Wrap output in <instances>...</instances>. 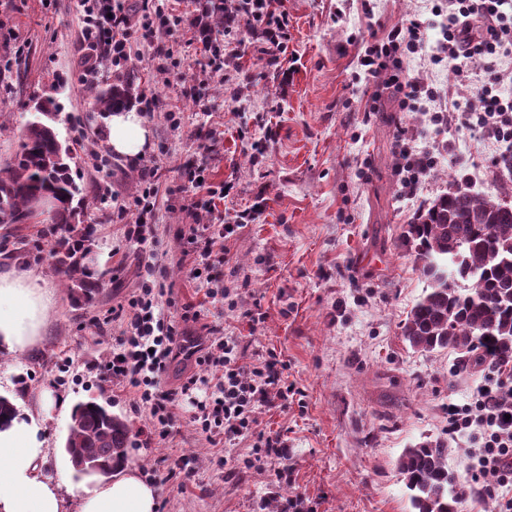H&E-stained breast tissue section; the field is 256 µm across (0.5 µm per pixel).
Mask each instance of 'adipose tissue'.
I'll return each instance as SVG.
<instances>
[{
  "mask_svg": "<svg viewBox=\"0 0 512 512\" xmlns=\"http://www.w3.org/2000/svg\"><path fill=\"white\" fill-rule=\"evenodd\" d=\"M148 143V130L138 112H114L109 145L117 154L133 157ZM49 297L27 278L0 274V350L13 352L37 341ZM39 417L21 409L0 426V512H64L63 491L78 499L77 512H156L158 490L129 463L112 473L75 474L63 466L58 479L42 475L46 455Z\"/></svg>",
  "mask_w": 512,
  "mask_h": 512,
  "instance_id": "1",
  "label": "adipose tissue"
}]
</instances>
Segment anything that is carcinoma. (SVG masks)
I'll use <instances>...</instances> for the list:
<instances>
[{"instance_id":"obj_1","label":"carcinoma","mask_w":512,"mask_h":512,"mask_svg":"<svg viewBox=\"0 0 512 512\" xmlns=\"http://www.w3.org/2000/svg\"><path fill=\"white\" fill-rule=\"evenodd\" d=\"M129 100L126 87L95 91L96 105L105 112ZM492 174L498 180L494 193L449 179L448 191L421 209L403 232V245L429 280L404 326L414 348L452 346L481 357L489 352L503 361L512 358V204L506 201L512 196V153L493 162ZM78 194L53 127L41 119L28 123L15 157L0 167V212L7 223L24 224L34 197L57 201L65 235L50 252L66 288L89 303L101 279L78 259L93 233L90 225L77 227L72 202ZM130 433L121 417L106 416L97 402H83L72 411L64 448L72 460H94L105 470L123 463ZM397 467L414 512H458L461 497L456 477L448 472L447 444L436 440L408 448Z\"/></svg>"}]
</instances>
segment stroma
I'll list each match as a JSON object with an SVG mask.
<instances>
[{
  "mask_svg": "<svg viewBox=\"0 0 512 512\" xmlns=\"http://www.w3.org/2000/svg\"><path fill=\"white\" fill-rule=\"evenodd\" d=\"M362 3L287 0L290 40L275 70L254 52L245 28L236 35L238 73L226 81L202 72L199 43L185 36L175 47L180 65L169 71L168 84L153 81L145 60H131L120 78L113 77L110 62L98 67L97 87H130L131 108H139L144 92L157 95V111L142 116L149 130L143 156L154 159L167 181H176L179 167L197 152L200 132L219 124L224 136L207 163L213 181L236 185L217 203L225 222L253 203L258 187L266 189L265 212L227 242L235 270L224 279L246 305L260 303L267 318L255 330L222 300L205 301L189 280V267L180 261L187 221L179 200L160 197L153 218L155 255L172 285L168 314L180 316L187 303L200 305L205 323L223 324L239 336L248 359L276 354L297 391L285 407L257 411L265 431L287 435L288 459L232 475L223 448L212 447L188 410H180L168 437H159L147 411L132 409L128 391L102 381L95 369L111 359L123 331L113 307L126 303L141 281L145 255L112 221L114 201L138 194L139 173L130 157L118 154L103 172L92 169L91 152L109 148L110 115L80 83V0H0V165L17 152L35 104L52 102L58 137L73 151L78 218L94 228L91 247L102 275L92 304H75L50 255L51 221L0 224V269L30 275L51 295L39 341L0 353V396L34 408L49 391L71 405L96 401L127 419L133 426L128 460L156 484V512H260V500L274 506L296 493L315 512H412L396 469L404 449L441 437L448 441L451 469L461 470L467 458L469 442L448 436V405L463 402L484 373L453 348L420 352L405 341L404 324L427 281L400 238L449 176L466 177L481 192L497 184L491 174L473 171L476 144L467 132L435 128L425 112L398 111L387 95L372 116L360 112L351 83L368 35ZM190 87L201 102L184 96ZM171 111L180 113V129L170 128ZM259 112L274 137L265 164L256 166L238 131L254 127ZM76 121L98 132V139L77 140ZM400 136L435 157L413 201L400 193L394 154ZM99 179L111 183V200L96 196ZM268 253L275 266L261 264ZM70 420L69 409L57 406L45 415L43 472L49 478L58 477L66 457ZM178 459L194 477L171 474ZM281 471L291 472L292 483L278 480Z\"/></svg>",
  "mask_w": 512,
  "mask_h": 512,
  "instance_id": "35a3bbf8",
  "label": "stroma"
}]
</instances>
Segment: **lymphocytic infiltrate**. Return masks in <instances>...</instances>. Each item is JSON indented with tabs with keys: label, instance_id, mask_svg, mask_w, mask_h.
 <instances>
[{
	"label": "lymphocytic infiltrate",
	"instance_id": "1",
	"mask_svg": "<svg viewBox=\"0 0 512 512\" xmlns=\"http://www.w3.org/2000/svg\"><path fill=\"white\" fill-rule=\"evenodd\" d=\"M138 16H131L125 0H82L84 13L79 45L85 53V73L97 72L101 60H110L116 76H123L134 45H142L151 59L167 65L184 31L195 29L193 15L174 9L169 0H140ZM433 15L439 16L440 58L446 61L455 82L478 81L474 101L461 102L453 93L434 88L408 74L412 60L424 48L425 21L393 25L383 36L367 40L360 59L375 90L364 110L376 111L382 94H390L402 112H429L437 126L466 129L477 142L512 147V70L498 67L497 56L512 49V0H434ZM248 26L259 40L258 51L271 67H279L288 49V8L285 0H224V32L232 34ZM402 192L415 197L435 160L405 140H397ZM141 191L132 202L119 205L117 223L125 227L124 237L140 248L154 247L158 227L148 223L153 214L162 174L156 164H140ZM203 168L186 161L180 169L178 190L182 209L193 225L184 237L182 254L191 261L190 278L204 288L207 298H222L225 307L236 310L238 300L224 286V270L230 263L226 242L238 229L254 223L263 213L266 197L257 192L254 203L238 211L231 224L217 226L211 218L218 200L228 197L235 185L203 180ZM167 269L150 261L145 265L141 286L127 304L114 308L113 319L126 325L119 345L109 361L99 365L103 378L122 383L133 394V406L146 410L159 436H168L176 422V411L183 399H190L192 419L212 445L250 443V455L242 458L250 468L268 459L288 456L284 434L260 430L256 409L277 407L291 391L284 379L285 365L271 354L245 362L238 337L218 325L207 326V341H192L191 353L197 365L212 368V376L192 374L180 390H166L160 379L170 362L182 354V343L189 339L186 323L199 322L201 312L184 305L179 319L165 314L160 303L166 294ZM190 340V339H189ZM485 380L462 404L448 406V434L469 438L473 450L464 464L466 482L495 477L496 484L481 488L480 494L490 512H512V408L505 407L501 393L512 387V362L494 357L484 361Z\"/></svg>",
	"mask_w": 512,
	"mask_h": 512
}]
</instances>
